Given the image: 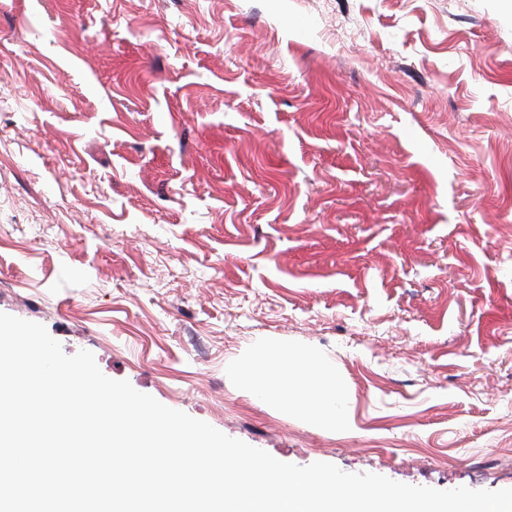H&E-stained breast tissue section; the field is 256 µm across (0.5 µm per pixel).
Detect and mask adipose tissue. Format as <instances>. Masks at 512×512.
<instances>
[{"label": "adipose tissue", "instance_id": "ef3b65f1", "mask_svg": "<svg viewBox=\"0 0 512 512\" xmlns=\"http://www.w3.org/2000/svg\"><path fill=\"white\" fill-rule=\"evenodd\" d=\"M302 363V377H288L293 361L287 348L273 352L260 346L255 349L251 361L241 368L240 374L255 401H267L279 391L294 396L295 407L307 412L321 426L346 425L349 410L340 378L326 372L315 357H304Z\"/></svg>", "mask_w": 512, "mask_h": 512}]
</instances>
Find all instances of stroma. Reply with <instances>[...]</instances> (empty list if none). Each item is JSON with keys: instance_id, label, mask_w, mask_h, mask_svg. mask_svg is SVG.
<instances>
[{"instance_id": "obj_1", "label": "stroma", "mask_w": 512, "mask_h": 512, "mask_svg": "<svg viewBox=\"0 0 512 512\" xmlns=\"http://www.w3.org/2000/svg\"><path fill=\"white\" fill-rule=\"evenodd\" d=\"M0 312L280 461L512 488V8L0 0ZM281 344L347 427L251 398Z\"/></svg>"}]
</instances>
